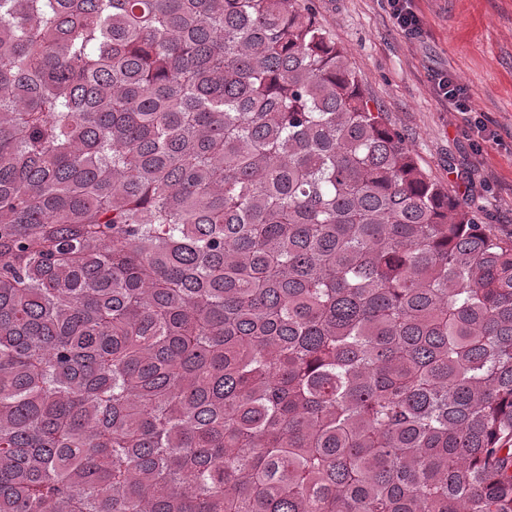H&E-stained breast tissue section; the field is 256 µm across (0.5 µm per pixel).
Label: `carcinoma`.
<instances>
[{
  "label": "carcinoma",
  "mask_w": 512,
  "mask_h": 512,
  "mask_svg": "<svg viewBox=\"0 0 512 512\" xmlns=\"http://www.w3.org/2000/svg\"><path fill=\"white\" fill-rule=\"evenodd\" d=\"M0 512H512V240L306 0H0Z\"/></svg>",
  "instance_id": "1"
}]
</instances>
